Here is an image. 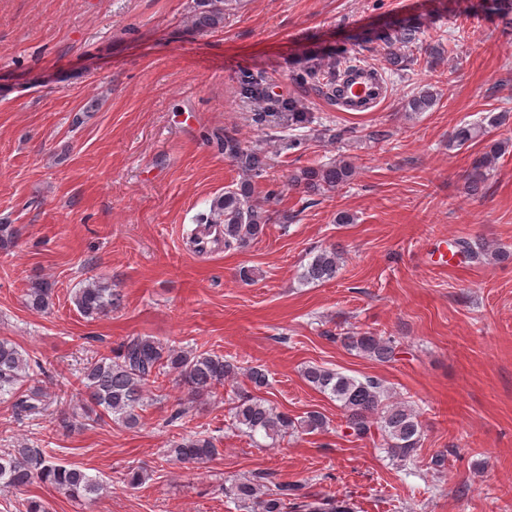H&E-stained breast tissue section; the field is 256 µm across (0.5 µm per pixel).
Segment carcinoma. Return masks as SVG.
Masks as SVG:
<instances>
[{
	"label": "carcinoma",
	"instance_id": "1",
	"mask_svg": "<svg viewBox=\"0 0 512 512\" xmlns=\"http://www.w3.org/2000/svg\"><path fill=\"white\" fill-rule=\"evenodd\" d=\"M202 6L193 15V22L200 29H214L224 24V0H200ZM450 12L469 15L483 8L481 0H435ZM420 28L405 22L390 34L383 36L390 64L399 67L406 59L401 50L418 43ZM339 60L328 67L314 64L303 67L296 74L299 84L336 103L338 89L336 79ZM241 95L247 99H265L263 79L247 77L241 84ZM437 102V94L429 86L419 89L408 99L405 108L410 112H425ZM266 112L253 114V122L262 129L285 132L283 147L295 149L302 144L296 130L314 122L310 112L298 107L295 99L268 101ZM496 121L493 116L484 117L478 124L458 127L448 140V147L459 148L482 136L485 124ZM224 155L231 158L243 178L236 186L224 191L211 207L210 214L201 217L203 224L224 225V247L245 249L257 240L268 224L277 221L276 212L268 209L255 197L254 179L263 175L268 167V157L257 147H249L238 139L226 135L216 141ZM502 148L496 146L475 159L465 177V190L477 194L488 180L495 160ZM355 168L351 163L329 161L307 166L289 177V185L302 190L308 196L342 188L353 179ZM458 251L474 262H481L487 252L479 244L461 240L455 242ZM341 254L336 247L318 251L307 263L301 274L304 282H327L336 278ZM52 284L48 281L32 282L27 293L28 306L36 311L49 309L52 301ZM120 294L111 286L91 282L74 292V304L80 314L95 319L104 316L118 306ZM331 339L358 355L389 363L398 354L396 341L371 332L347 331L334 333ZM40 367L31 363L22 351L7 339L0 338V395H16L25 382L32 378L30 371ZM175 376L189 396L194 399L216 396L224 384L235 382L239 376L247 378L256 390L269 385L267 372L260 367L243 368L233 356L209 352H192L167 346L149 336H133L121 346L116 356L99 354L84 367L79 385L86 396L91 414L87 420L98 421L104 417L133 428L138 424V409L148 400L146 389L157 383L160 377ZM305 381L320 392L330 395L340 403L345 412L349 435L359 439L381 436L387 445V453L396 460L407 462L414 459L421 447L422 422L415 409L404 402H393L388 389L375 378L358 379L340 371L311 365L304 369ZM42 393L30 389L17 399L18 413H32L39 409ZM233 424L250 438L263 435L267 438L285 435L297 428L308 432L322 431L326 418L311 411L295 422L288 413L278 411L266 400L242 390L231 399L229 408ZM167 454L182 464L203 463L218 454L215 438L196 432L183 435L170 444ZM48 484L73 499H92L104 488L102 482L82 469L67 466L54 460L39 448L21 443L0 453V491L25 487L33 483ZM257 480L239 481L232 485L230 495L237 507L250 512H354L345 499L311 498L296 501L295 487L287 483L273 489L262 490Z\"/></svg>",
	"mask_w": 512,
	"mask_h": 512
}]
</instances>
